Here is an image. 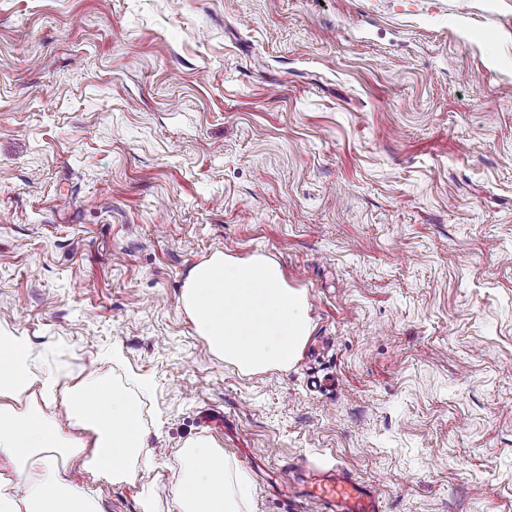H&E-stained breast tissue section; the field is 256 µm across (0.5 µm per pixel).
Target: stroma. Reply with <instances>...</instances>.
Segmentation results:
<instances>
[{
  "label": "stroma",
  "mask_w": 512,
  "mask_h": 512,
  "mask_svg": "<svg viewBox=\"0 0 512 512\" xmlns=\"http://www.w3.org/2000/svg\"><path fill=\"white\" fill-rule=\"evenodd\" d=\"M217 251L305 289L291 367L196 335ZM1 333L138 399L150 466L104 512H174L196 437L250 512H316L298 463L512 512V0H0Z\"/></svg>",
  "instance_id": "stroma-1"
}]
</instances>
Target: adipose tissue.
<instances>
[{
	"label": "adipose tissue",
	"mask_w": 512,
	"mask_h": 512,
	"mask_svg": "<svg viewBox=\"0 0 512 512\" xmlns=\"http://www.w3.org/2000/svg\"><path fill=\"white\" fill-rule=\"evenodd\" d=\"M29 343L0 336V512H102L96 485L133 484L146 432L136 399L102 374L67 383L29 368ZM176 512H244L250 488L205 437L178 452ZM85 482L69 476L72 465Z\"/></svg>",
	"instance_id": "adipose-tissue-1"
}]
</instances>
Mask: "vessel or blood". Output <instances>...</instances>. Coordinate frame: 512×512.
Returning <instances> with one entry per match:
<instances>
[{
    "mask_svg": "<svg viewBox=\"0 0 512 512\" xmlns=\"http://www.w3.org/2000/svg\"><path fill=\"white\" fill-rule=\"evenodd\" d=\"M299 494L318 502L326 512H381V501L373 488L356 481L342 469L306 474Z\"/></svg>",
    "mask_w": 512,
    "mask_h": 512,
    "instance_id": "obj_1",
    "label": "vessel or blood"
}]
</instances>
